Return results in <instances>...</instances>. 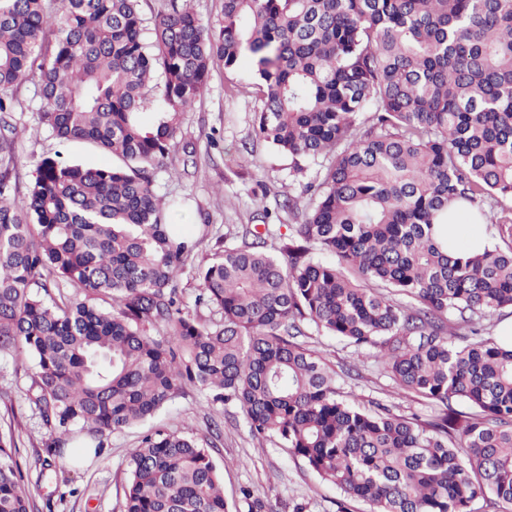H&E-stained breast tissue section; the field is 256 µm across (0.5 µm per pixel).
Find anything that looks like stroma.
<instances>
[{"mask_svg": "<svg viewBox=\"0 0 512 512\" xmlns=\"http://www.w3.org/2000/svg\"><path fill=\"white\" fill-rule=\"evenodd\" d=\"M250 65L245 57L234 71L220 66L212 70L204 95L182 117L170 158L155 173L158 192L182 201L170 213L169 223L184 225L201 241L194 267L210 261L217 239L234 235L238 225L260 223L267 210L275 215L267 248L282 247L288 221L282 208L284 194L289 187L313 181L316 174L312 167L293 171L287 156L256 137ZM16 98V110L7 120L18 189H26L42 157L57 153L77 163L115 165V157L88 142H63L51 135L38 119L41 101L35 81L22 83ZM308 344L323 353L342 390L356 395L360 403L380 400L407 413L417 410L413 398L395 393L374 359L358 360L344 342L316 333ZM34 373L27 358L0 357V436H13L15 458L27 475L32 497L40 504L51 502L52 512H123L129 481L126 460L138 444L139 430L109 435L99 456L81 463L58 458L51 467H43L51 434L27 398ZM153 423L201 443L210 436L204 399L192 389L163 409ZM222 435L213 458L227 501H234L240 486L250 485L265 495L272 512H293L297 503L306 504V512H336L340 497L336 487L321 481L274 441L257 444L241 417H224Z\"/></svg>", "mask_w": 512, "mask_h": 512, "instance_id": "obj_1", "label": "stroma"}]
</instances>
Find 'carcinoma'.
<instances>
[{"mask_svg":"<svg viewBox=\"0 0 512 512\" xmlns=\"http://www.w3.org/2000/svg\"><path fill=\"white\" fill-rule=\"evenodd\" d=\"M141 2L0 0V113L35 74L39 122L122 162L46 156L18 207L0 134V356L35 363L45 454L99 449L191 388L367 512H512V347L484 324L512 310V0H223L215 25ZM247 53L259 138L319 171L280 254L242 224L196 268L206 321L180 288L200 241L165 222L154 172L214 65ZM462 209L507 248L448 254L435 229ZM310 329L438 413L349 402ZM127 471L124 512H269L251 486L229 506L210 450L174 432ZM0 512H37L3 437Z\"/></svg>","mask_w":512,"mask_h":512,"instance_id":"obj_1","label":"carcinoma"}]
</instances>
